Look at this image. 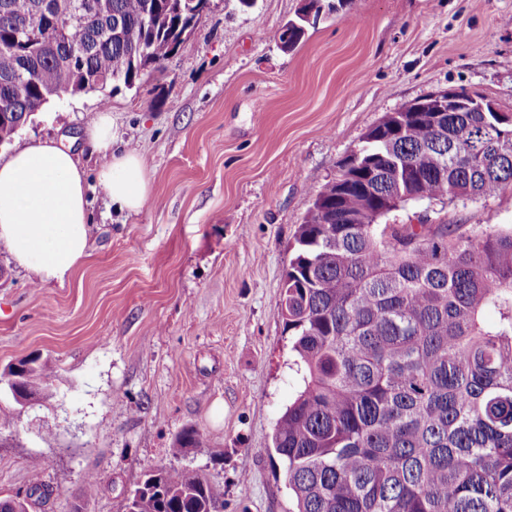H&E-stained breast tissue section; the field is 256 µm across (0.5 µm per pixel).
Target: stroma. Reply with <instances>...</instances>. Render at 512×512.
I'll use <instances>...</instances> for the list:
<instances>
[{"instance_id": "obj_1", "label": "stroma", "mask_w": 512, "mask_h": 512, "mask_svg": "<svg viewBox=\"0 0 512 512\" xmlns=\"http://www.w3.org/2000/svg\"><path fill=\"white\" fill-rule=\"evenodd\" d=\"M299 6L210 0L134 88L53 100L0 147L62 139L91 176L84 131L108 111L153 187L137 214L90 187V255L64 284L34 281L0 248V373L34 359L47 376L0 431V496L26 494L35 461L48 492L30 512H124L145 470L174 465L223 485L224 512H289L272 437L299 380L280 306L317 190L385 113L429 93L464 89L512 113V0H358L357 19L328 15L282 50ZM424 213L512 225V193L392 220ZM188 427L202 445L173 455Z\"/></svg>"}]
</instances>
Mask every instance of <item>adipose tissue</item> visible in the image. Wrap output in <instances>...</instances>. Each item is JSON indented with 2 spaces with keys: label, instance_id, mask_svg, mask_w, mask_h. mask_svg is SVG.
<instances>
[{
  "label": "adipose tissue",
  "instance_id": "obj_1",
  "mask_svg": "<svg viewBox=\"0 0 512 512\" xmlns=\"http://www.w3.org/2000/svg\"><path fill=\"white\" fill-rule=\"evenodd\" d=\"M103 162L96 181L113 205L140 212L152 196L141 155L113 152L112 117L99 113L85 133ZM89 185L71 147L40 140L0 161V245L40 282L64 283L89 256Z\"/></svg>",
  "mask_w": 512,
  "mask_h": 512
}]
</instances>
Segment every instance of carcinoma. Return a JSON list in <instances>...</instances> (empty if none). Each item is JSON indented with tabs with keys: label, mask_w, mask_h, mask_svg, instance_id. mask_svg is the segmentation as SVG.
Returning a JSON list of instances; mask_svg holds the SVG:
<instances>
[{
	"label": "carcinoma",
	"mask_w": 512,
	"mask_h": 512,
	"mask_svg": "<svg viewBox=\"0 0 512 512\" xmlns=\"http://www.w3.org/2000/svg\"><path fill=\"white\" fill-rule=\"evenodd\" d=\"M193 0H0V145L30 114L73 93L133 88L170 55ZM303 18L279 39L298 44ZM413 176L411 204L512 191L504 112H450L444 137L407 122L365 138L358 165L320 188L298 226L280 315L301 387L277 422L290 512H512V226L365 224L363 174L381 196ZM40 394L41 367L21 361ZM187 428L173 454L196 448ZM31 503L0 497V512ZM125 512H224V486L174 466L144 474Z\"/></svg>",
	"instance_id": "obj_1"
}]
</instances>
